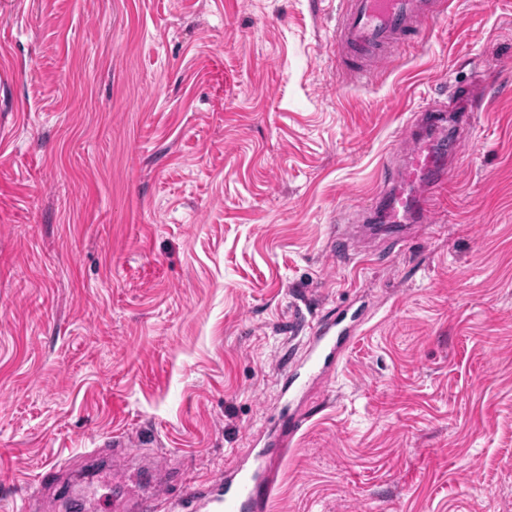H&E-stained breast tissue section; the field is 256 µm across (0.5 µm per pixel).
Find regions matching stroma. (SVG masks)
Wrapping results in <instances>:
<instances>
[{
	"mask_svg": "<svg viewBox=\"0 0 512 512\" xmlns=\"http://www.w3.org/2000/svg\"><path fill=\"white\" fill-rule=\"evenodd\" d=\"M446 2L360 82L338 0H0V512H93L148 465L187 512L343 311L253 512H512V0ZM475 88L446 191L393 233L383 165ZM367 216L370 254L331 246ZM348 313L346 312L335 323L319 326L311 332L313 349L311 351V370L322 365V368H327L328 365L340 352L350 336L354 323L357 319L352 313L347 320Z\"/></svg>",
	"mask_w": 512,
	"mask_h": 512,
	"instance_id": "obj_1",
	"label": "stroma"
}]
</instances>
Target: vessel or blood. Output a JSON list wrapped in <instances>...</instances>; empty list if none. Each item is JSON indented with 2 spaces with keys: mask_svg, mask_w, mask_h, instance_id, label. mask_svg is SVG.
Segmentation results:
<instances>
[{
  "mask_svg": "<svg viewBox=\"0 0 512 512\" xmlns=\"http://www.w3.org/2000/svg\"><path fill=\"white\" fill-rule=\"evenodd\" d=\"M443 14L439 0H341L336 47L338 52L360 57L366 67L358 76L370 80L375 73L368 70L369 62L386 59L390 49L408 40L423 39ZM446 118L442 110L423 113L424 132L413 138L403 162L384 167L386 188L376 197L375 207L389 223L420 219L447 184L452 166L437 147ZM352 328V323L340 319L313 330L312 367L329 365L338 357ZM265 460V455H258L252 468L235 469L206 486L188 484L183 496L194 512H249L274 490L266 476Z\"/></svg>",
  "mask_w": 512,
  "mask_h": 512,
  "instance_id": "obj_1",
  "label": "vessel or blood"
}]
</instances>
